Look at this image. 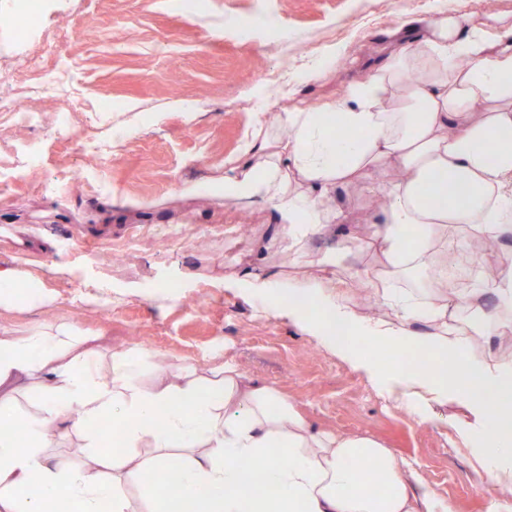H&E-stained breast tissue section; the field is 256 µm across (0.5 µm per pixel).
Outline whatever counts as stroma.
<instances>
[{"mask_svg": "<svg viewBox=\"0 0 512 512\" xmlns=\"http://www.w3.org/2000/svg\"><path fill=\"white\" fill-rule=\"evenodd\" d=\"M440 5L474 18L491 10L485 0H55L43 22L61 30L57 53L75 65L61 80L80 99L73 126L52 138L60 104L42 99L43 127L0 118V269L24 263L48 301L0 308V326L23 336L74 325L99 337L107 368L131 349L174 364L233 363L315 425L392 449L448 512H512V494L492 492L478 474L484 440L462 439L470 414L461 401L433 405V420L418 422L287 316L232 287L239 270L260 266L277 230L268 205L180 192L223 178L253 113L272 124L295 105L340 99L394 36L422 35L405 20L429 19ZM314 62L324 70L306 80ZM86 138L98 156L78 149ZM336 204L348 223L274 262L291 278L319 275L322 254L350 246L331 273L359 314L383 313L366 277L380 263L366 243L379 210L367 192L337 190ZM245 221L246 251L226 253V231ZM168 224L182 225L185 238L162 249L153 234ZM131 232L142 249L116 262L112 246ZM18 235L25 251L13 245Z\"/></svg>", "mask_w": 512, "mask_h": 512, "instance_id": "1", "label": "stroma"}]
</instances>
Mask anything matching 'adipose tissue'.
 I'll return each instance as SVG.
<instances>
[{
    "label": "adipose tissue",
    "instance_id": "obj_1",
    "mask_svg": "<svg viewBox=\"0 0 512 512\" xmlns=\"http://www.w3.org/2000/svg\"><path fill=\"white\" fill-rule=\"evenodd\" d=\"M343 127L351 138L340 137ZM342 186L385 197L369 242L383 257L389 286L381 300L393 318L360 316L348 289L327 275L246 269L237 285L336 350L418 421L432 418L422 404L464 400L475 431L493 435L482 469L497 487L512 488V432L493 400L472 388L512 393V361L474 350L512 326V266L486 288L452 294L445 250L461 228L485 242L512 239V24L437 11L423 37L390 42L341 101L295 107L279 115L277 129L247 134L215 190L238 206L270 204L277 232L268 249L296 256L313 234L343 222L333 198ZM422 265L435 274L431 294L396 288ZM488 291L497 299L489 311L481 302ZM19 299L45 303L23 268L0 270V307ZM461 308L477 319L458 317ZM328 319L348 337L329 335ZM354 337L390 348V365L361 358ZM96 342L66 324L26 336L0 330V512H52L57 503L69 512H447L391 449L315 428L275 387L253 383L237 366L202 370L140 353L104 370ZM411 350L433 358L432 371L410 367ZM29 391L39 395L36 409L18 416ZM73 434L90 467L51 455ZM353 458L361 470L349 468ZM150 472L163 482L127 492Z\"/></svg>",
    "mask_w": 512,
    "mask_h": 512
}]
</instances>
